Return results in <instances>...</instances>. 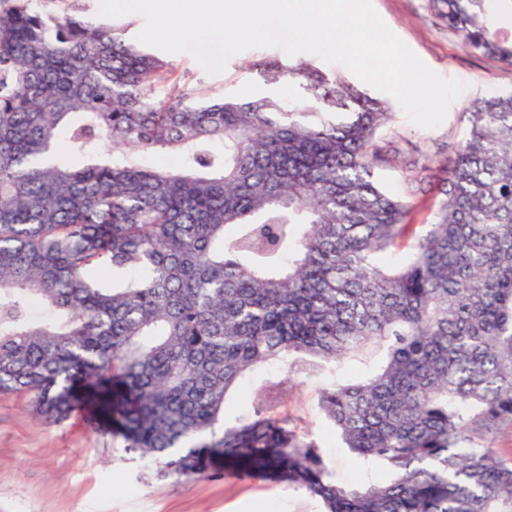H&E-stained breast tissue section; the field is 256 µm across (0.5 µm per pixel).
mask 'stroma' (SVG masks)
<instances>
[{
    "mask_svg": "<svg viewBox=\"0 0 512 512\" xmlns=\"http://www.w3.org/2000/svg\"><path fill=\"white\" fill-rule=\"evenodd\" d=\"M373 6L428 68L465 85L433 129L410 122L391 95L374 93L395 114L379 133L393 148L381 179L393 193L413 198V224H429L451 160L448 147L466 134L463 112L489 92H512V65L468 50L433 0H373ZM286 57L278 47L253 48L232 56L220 73L207 72L187 52L172 60L179 76L211 93L251 99L283 96L284 86L266 84L254 65ZM324 384L318 375L293 379L278 409L313 432L342 483H362L366 474L355 457L323 429L318 402ZM88 419L81 410L57 422L38 413L28 395L0 393V512H319L315 500L285 483L221 473L191 479L163 474L158 461L127 451L121 439L92 429Z\"/></svg>",
    "mask_w": 512,
    "mask_h": 512,
    "instance_id": "1",
    "label": "stroma"
}]
</instances>
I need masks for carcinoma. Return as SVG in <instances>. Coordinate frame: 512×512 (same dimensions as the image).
Wrapping results in <instances>:
<instances>
[{
  "mask_svg": "<svg viewBox=\"0 0 512 512\" xmlns=\"http://www.w3.org/2000/svg\"><path fill=\"white\" fill-rule=\"evenodd\" d=\"M45 2L0 0V392L56 420L87 399L169 475L222 457L320 512H512L493 447L512 423V94L464 113L435 220L397 262L412 204L377 178L384 102L301 54L260 72L286 102L173 97L176 65L127 25ZM436 2L512 65V0ZM351 360L366 374L319 408L374 475L360 488L272 413L288 380Z\"/></svg>",
  "mask_w": 512,
  "mask_h": 512,
  "instance_id": "obj_1",
  "label": "carcinoma"
}]
</instances>
